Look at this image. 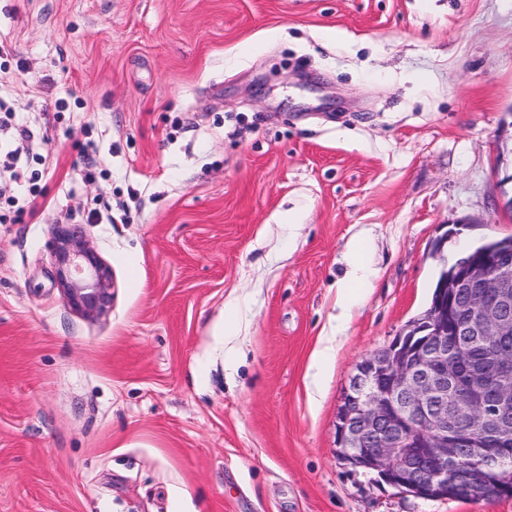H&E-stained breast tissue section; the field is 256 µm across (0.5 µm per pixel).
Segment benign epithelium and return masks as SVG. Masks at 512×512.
<instances>
[{
	"mask_svg": "<svg viewBox=\"0 0 512 512\" xmlns=\"http://www.w3.org/2000/svg\"><path fill=\"white\" fill-rule=\"evenodd\" d=\"M57 287L87 319L112 305V270L75 224L51 241ZM512 250L457 263L410 330L362 358L336 412V454L423 499L511 497L503 437L512 433Z\"/></svg>",
	"mask_w": 512,
	"mask_h": 512,
	"instance_id": "1",
	"label": "benign epithelium"
}]
</instances>
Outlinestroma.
<instances>
[{
  "label": "stroma",
  "instance_id": "1",
  "mask_svg": "<svg viewBox=\"0 0 512 512\" xmlns=\"http://www.w3.org/2000/svg\"><path fill=\"white\" fill-rule=\"evenodd\" d=\"M0 39L16 122L50 120L0 202V512H512L377 483L334 430L442 263L512 236V0H0ZM55 224L112 269L100 319ZM76 224H55L51 254L64 302L87 319L104 316L112 305V270ZM349 271L347 272L344 279H342L338 285L339 295L337 300V306L340 309V313L336 316L337 322L344 321L348 316L352 306V301L344 293V288H353L354 284H361L367 280L368 272L365 265L360 262L357 255L354 256L353 251L349 260Z\"/></svg>",
  "mask_w": 512,
  "mask_h": 512
}]
</instances>
